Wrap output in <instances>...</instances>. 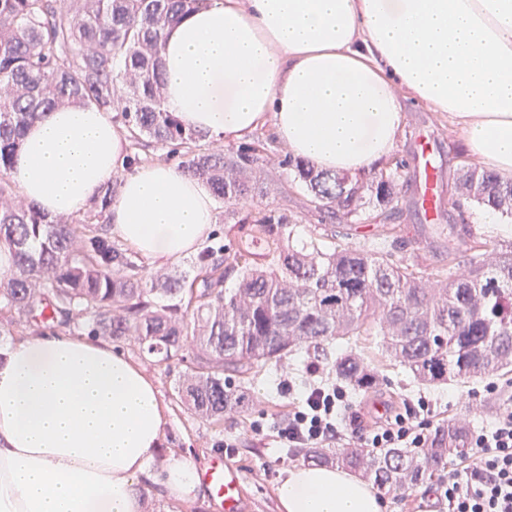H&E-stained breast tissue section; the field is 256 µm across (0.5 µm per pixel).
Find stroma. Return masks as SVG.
Segmentation results:
<instances>
[{
	"label": "stroma",
	"mask_w": 512,
	"mask_h": 512,
	"mask_svg": "<svg viewBox=\"0 0 512 512\" xmlns=\"http://www.w3.org/2000/svg\"><path fill=\"white\" fill-rule=\"evenodd\" d=\"M422 134L429 135L437 147L440 208H447L459 169L471 160L461 133L449 124L446 114L432 111L422 102L406 100L404 131L394 155L408 163L410 185L398 206L403 211L399 232L410 246L424 235L423 229L412 217L420 194L416 157L418 137ZM256 138L265 141L267 157V193L256 198V208L287 214L300 241L312 242L325 249L336 244L368 249L384 241L386 219L380 210L371 207L366 210L365 222L350 227L340 225L335 231H327L322 223L323 215L312 203L310 194L284 166L287 150L272 124L258 127L254 135L245 136L244 141L249 144ZM351 350L364 362L376 365L387 378L386 384L350 392V404L341 425L348 431L346 442L351 446H361L368 427L376 421L377 415L372 405L378 400L388 404L391 413L395 414L402 412L406 404L423 397L432 405L430 420L434 426L461 423L469 431L475 432L488 427L504 399L512 397V383L502 378L422 385L413 381L401 367L390 364L374 341H356ZM128 353L153 380L168 409L169 425L156 454V467H163L171 458L180 456L192 459L201 467L212 456H223L225 461L238 466L243 473L245 493L242 512H279L277 488L289 469L302 464L304 458L302 453L287 452L286 444L277 437L273 424L286 416L294 403L302 399L305 385L313 380L308 372L309 363L320 364L324 378L335 380L333 365L337 347L328 345L319 352H295L276 367L253 374L247 408L225 415L224 424L220 427L192 415L177 402L173 383L179 373L185 371L184 363L174 360L158 364L139 354L133 347L129 348ZM286 378L297 383L295 391L288 397L283 396L279 389L280 382ZM257 421L265 427L263 434H255L253 430V424ZM434 486V481L428 480L400 494L382 491L384 512H416L420 507L425 512H445L434 497Z\"/></svg>",
	"instance_id": "1"
}]
</instances>
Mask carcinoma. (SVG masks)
<instances>
[{
	"instance_id": "1",
	"label": "carcinoma",
	"mask_w": 512,
	"mask_h": 512,
	"mask_svg": "<svg viewBox=\"0 0 512 512\" xmlns=\"http://www.w3.org/2000/svg\"><path fill=\"white\" fill-rule=\"evenodd\" d=\"M208 0H0V242L14 251L0 274V315L34 331L56 325L72 332L134 340L158 363L190 360L175 380L177 399L212 423L249 403L247 383L258 370L298 350L340 346L336 378L354 391L380 383L375 366L348 352L358 336L376 345L414 380L438 384L512 371V244L492 255L474 236L467 269L455 270L457 247L430 267L422 251L398 234L385 251L349 247L324 252L299 241L284 216L233 205L267 194L262 140L235 150L202 149L164 104L158 56L166 29ZM112 113L144 142L182 157L180 168L204 182L246 241L206 247L193 276L153 275L138 254L112 240L108 214L118 183L103 187L85 212L57 222L21 199L11 176L27 128L65 105ZM329 220H363L373 206L399 213L409 183L395 161L367 181L317 170L304 159L284 160ZM476 203L512 218V179L477 165L461 169L458 209ZM265 245L255 258L250 245ZM236 274L237 288L224 290ZM468 435L449 424L417 451L307 448L318 466L347 467L378 488L400 492L448 467Z\"/></svg>"
}]
</instances>
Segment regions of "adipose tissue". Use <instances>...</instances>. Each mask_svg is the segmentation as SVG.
<instances>
[{
  "label": "adipose tissue",
  "mask_w": 512,
  "mask_h": 512,
  "mask_svg": "<svg viewBox=\"0 0 512 512\" xmlns=\"http://www.w3.org/2000/svg\"><path fill=\"white\" fill-rule=\"evenodd\" d=\"M159 62L185 127L239 139L272 122L288 152L368 173L395 150L403 101L448 113L469 154L512 175V0H209L170 26ZM50 215L119 180L113 236L150 262L194 253L216 225L210 188L172 163L133 165L112 115L64 106L29 126L12 171ZM166 427L152 379L95 336L47 329L0 344V512H142L137 478L202 494L196 465L153 463ZM283 512H382L369 484L300 465Z\"/></svg>",
  "instance_id": "1"
}]
</instances>
